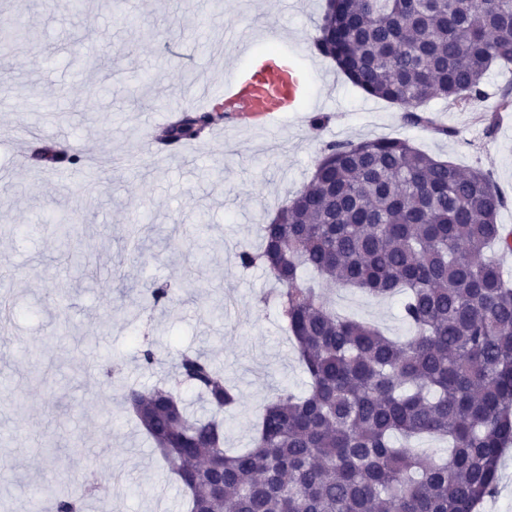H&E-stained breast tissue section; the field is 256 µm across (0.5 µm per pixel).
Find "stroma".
<instances>
[{"instance_id": "obj_1", "label": "stroma", "mask_w": 512, "mask_h": 512, "mask_svg": "<svg viewBox=\"0 0 512 512\" xmlns=\"http://www.w3.org/2000/svg\"><path fill=\"white\" fill-rule=\"evenodd\" d=\"M326 0H86L83 12L47 0H0V25L23 13L40 43L0 55V295L14 304L0 335V503L31 512L49 488L91 481L84 512H184V496L121 401L151 388L181 352L205 354L241 393L225 413V445L248 447L274 389L307 378L262 269L235 262L239 244L310 179L332 141L399 137L435 158L477 166L512 200V109L494 136L485 116L507 81L491 71L487 96L465 109L433 100L439 137L406 125L398 108L354 87L313 41ZM250 28L259 49L289 46L313 70L314 94L298 111L226 120L224 135L166 145L164 127L194 110L201 86L220 102L227 39ZM112 159L92 194L82 169L59 180L32 158L41 147ZM83 218L79 243L56 233ZM138 223L142 244L127 229ZM176 288L168 308L142 302ZM337 312L403 337L401 299L325 286ZM152 347L160 364L144 368ZM125 474L123 490L112 477Z\"/></svg>"}]
</instances>
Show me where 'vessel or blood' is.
I'll use <instances>...</instances> for the list:
<instances>
[{
  "mask_svg": "<svg viewBox=\"0 0 512 512\" xmlns=\"http://www.w3.org/2000/svg\"><path fill=\"white\" fill-rule=\"evenodd\" d=\"M239 55L248 56L246 64H233L224 76V102L227 111H287L290 101L302 94L298 84L288 80V64L282 51L266 53L254 50L251 32L233 33Z\"/></svg>",
  "mask_w": 512,
  "mask_h": 512,
  "instance_id": "b4317fda",
  "label": "vessel or blood"
}]
</instances>
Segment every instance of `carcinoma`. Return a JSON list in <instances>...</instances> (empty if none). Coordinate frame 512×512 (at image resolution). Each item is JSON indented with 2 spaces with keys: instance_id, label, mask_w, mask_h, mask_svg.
Returning <instances> with one entry per match:
<instances>
[{
  "instance_id": "cac0c4a2",
  "label": "carcinoma",
  "mask_w": 512,
  "mask_h": 512,
  "mask_svg": "<svg viewBox=\"0 0 512 512\" xmlns=\"http://www.w3.org/2000/svg\"><path fill=\"white\" fill-rule=\"evenodd\" d=\"M365 94L411 126L423 106L484 99L493 69L512 68V0H327L314 39ZM170 136L200 135L184 112ZM507 198L480 168L436 159L404 138L325 145L307 187L240 245L236 263L280 288L275 302L308 379L275 389L251 448L224 450L238 390L200 353L175 375L213 413L171 389H128L125 403L187 494L186 512H478L512 447V279L488 252L512 253L497 217ZM327 278L373 298L405 295L410 336L336 313ZM173 301L149 290L153 309ZM448 444L436 458L423 437ZM55 489L48 512H80Z\"/></svg>"
}]
</instances>
